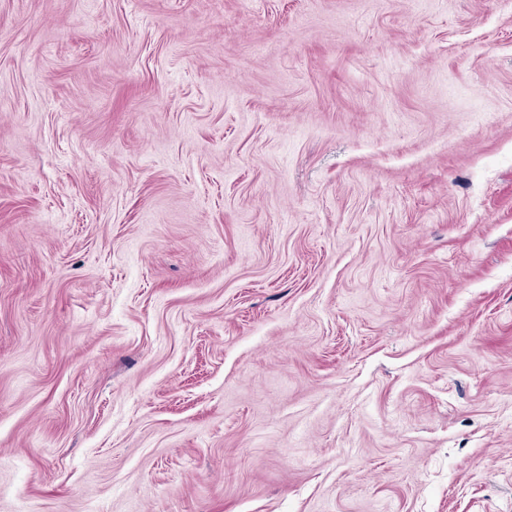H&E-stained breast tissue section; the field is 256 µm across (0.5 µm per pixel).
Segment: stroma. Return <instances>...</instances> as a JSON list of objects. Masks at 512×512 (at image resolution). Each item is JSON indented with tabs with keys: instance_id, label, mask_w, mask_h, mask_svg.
I'll list each match as a JSON object with an SVG mask.
<instances>
[{
	"instance_id": "obj_1",
	"label": "stroma",
	"mask_w": 512,
	"mask_h": 512,
	"mask_svg": "<svg viewBox=\"0 0 512 512\" xmlns=\"http://www.w3.org/2000/svg\"><path fill=\"white\" fill-rule=\"evenodd\" d=\"M0 512H512V0H0Z\"/></svg>"
}]
</instances>
